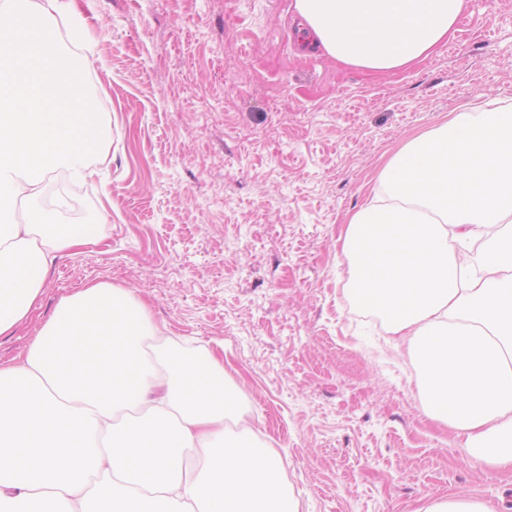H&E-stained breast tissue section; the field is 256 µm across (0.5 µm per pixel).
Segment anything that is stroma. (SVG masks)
I'll return each instance as SVG.
<instances>
[{
  "label": "stroma",
  "instance_id": "stroma-1",
  "mask_svg": "<svg viewBox=\"0 0 512 512\" xmlns=\"http://www.w3.org/2000/svg\"><path fill=\"white\" fill-rule=\"evenodd\" d=\"M75 3L90 41L64 49L109 152L84 182L50 175L49 199L73 200L60 224L102 242L56 259L0 362L79 288H126L172 340L223 352L297 512H413L451 493L512 508L336 282L340 229L388 159L465 108L512 106V0H469L447 44L385 75L306 53L292 0Z\"/></svg>",
  "mask_w": 512,
  "mask_h": 512
}]
</instances>
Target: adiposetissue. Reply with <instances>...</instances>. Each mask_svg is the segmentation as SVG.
I'll return each instance as SVG.
<instances>
[{
	"mask_svg": "<svg viewBox=\"0 0 512 512\" xmlns=\"http://www.w3.org/2000/svg\"><path fill=\"white\" fill-rule=\"evenodd\" d=\"M293 10L306 47L383 74L431 55L466 0ZM73 19L63 0H0V336L35 308L59 254L95 242L43 204L48 172L82 181L106 155L85 84L61 75V27L86 31ZM339 242L346 293L410 356L431 415L512 479V109L490 101L408 140ZM158 332L133 292L95 284L0 364V512H296L223 357L147 351Z\"/></svg>",
	"mask_w": 512,
	"mask_h": 512,
	"instance_id": "1",
	"label": "adipose tissue"
}]
</instances>
